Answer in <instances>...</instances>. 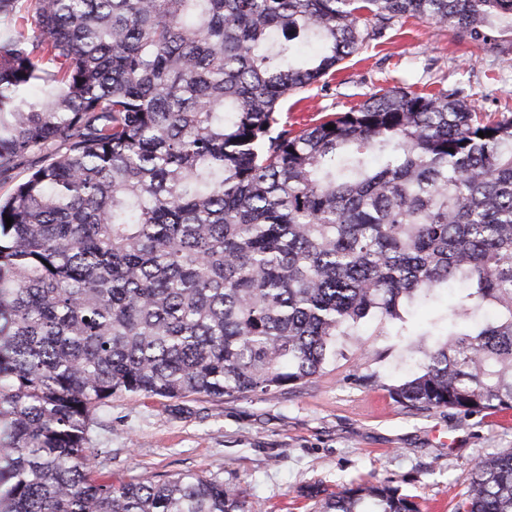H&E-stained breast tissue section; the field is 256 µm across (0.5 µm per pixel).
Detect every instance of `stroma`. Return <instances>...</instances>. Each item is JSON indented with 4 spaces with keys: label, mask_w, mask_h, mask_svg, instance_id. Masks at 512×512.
I'll return each mask as SVG.
<instances>
[{
    "label": "stroma",
    "mask_w": 512,
    "mask_h": 512,
    "mask_svg": "<svg viewBox=\"0 0 512 512\" xmlns=\"http://www.w3.org/2000/svg\"><path fill=\"white\" fill-rule=\"evenodd\" d=\"M459 81L480 90L478 111L512 113V38L489 51L409 18L325 82L289 96L281 118L299 128L386 88ZM418 361L408 337L373 317L319 375L274 395L113 397L95 415L89 446L97 471L112 481L195 473L238 488L264 512H310L305 488L331 493L376 479L393 480L421 512H453L475 463L512 449V420L396 403L388 386ZM369 374L380 383L364 384Z\"/></svg>",
    "instance_id": "stroma-1"
}]
</instances>
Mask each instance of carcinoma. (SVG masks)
Listing matches in <instances>:
<instances>
[{
  "instance_id": "cac0c4a2",
  "label": "carcinoma",
  "mask_w": 512,
  "mask_h": 512,
  "mask_svg": "<svg viewBox=\"0 0 512 512\" xmlns=\"http://www.w3.org/2000/svg\"><path fill=\"white\" fill-rule=\"evenodd\" d=\"M1 17L0 180L38 163L0 194V512H262L198 474L101 478L96 411L276 394L368 317L411 335L403 311L450 285L445 340L390 396L512 409V113L398 87L279 119L407 17L497 49L512 0H0ZM305 497L420 512L389 481ZM456 512H512V451L475 464Z\"/></svg>"
}]
</instances>
